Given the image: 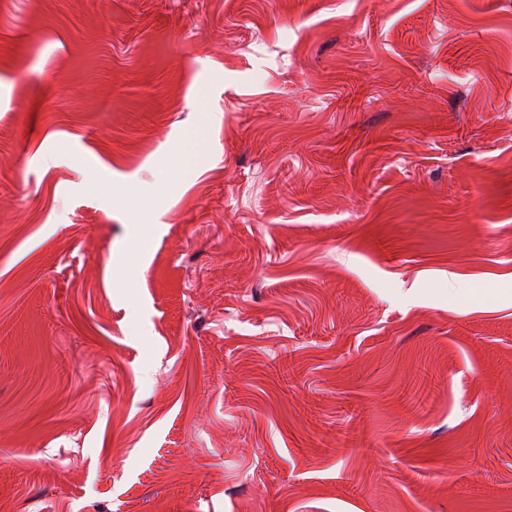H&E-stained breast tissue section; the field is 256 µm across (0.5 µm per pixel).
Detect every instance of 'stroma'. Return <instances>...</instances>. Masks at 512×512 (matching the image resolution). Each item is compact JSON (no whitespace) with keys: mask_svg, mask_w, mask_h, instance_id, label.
I'll return each mask as SVG.
<instances>
[{"mask_svg":"<svg viewBox=\"0 0 512 512\" xmlns=\"http://www.w3.org/2000/svg\"><path fill=\"white\" fill-rule=\"evenodd\" d=\"M0 512H512V0H0ZM198 147V135L195 132H188L171 146V152L184 169H190Z\"/></svg>","mask_w":512,"mask_h":512,"instance_id":"obj_1","label":"stroma"}]
</instances>
